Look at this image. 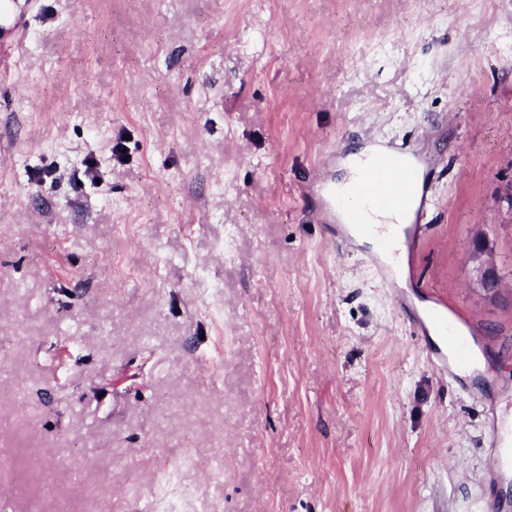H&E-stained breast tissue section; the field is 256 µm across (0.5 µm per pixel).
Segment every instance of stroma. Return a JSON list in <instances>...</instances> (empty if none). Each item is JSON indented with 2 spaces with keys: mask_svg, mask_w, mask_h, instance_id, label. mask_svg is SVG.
I'll list each match as a JSON object with an SVG mask.
<instances>
[{
  "mask_svg": "<svg viewBox=\"0 0 512 512\" xmlns=\"http://www.w3.org/2000/svg\"><path fill=\"white\" fill-rule=\"evenodd\" d=\"M0 512H490L512 426V0H17ZM431 157L396 306L320 184ZM122 143L115 159L112 146ZM95 160V179L84 175ZM482 240L501 281L466 259ZM476 329L435 368L415 310ZM483 254V245H481L479 242H476L474 247L469 251V261L479 262L477 269L480 272V285L485 286V289L492 287V290H496L500 287V281L497 280L493 275L491 267L487 266L486 262L481 259Z\"/></svg>",
  "mask_w": 512,
  "mask_h": 512,
  "instance_id": "stroma-1",
  "label": "stroma"
}]
</instances>
